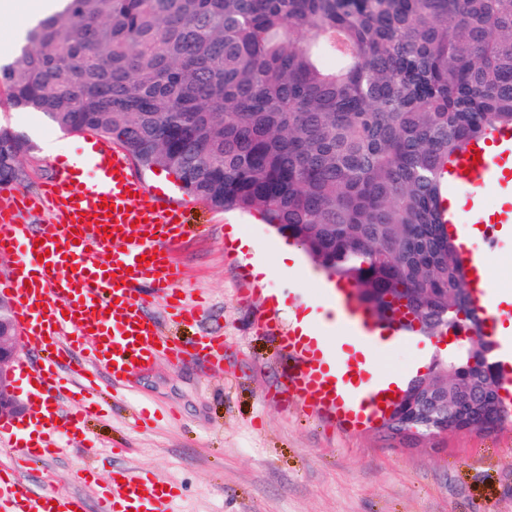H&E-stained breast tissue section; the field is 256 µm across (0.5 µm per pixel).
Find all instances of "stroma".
Masks as SVG:
<instances>
[{
    "mask_svg": "<svg viewBox=\"0 0 512 512\" xmlns=\"http://www.w3.org/2000/svg\"><path fill=\"white\" fill-rule=\"evenodd\" d=\"M1 124L31 145L17 187L33 196L59 164L45 154V137L66 157L82 147V136L3 101ZM189 212L174 258L185 288L206 305L198 319L175 325L163 305L150 315L182 340L223 337V362L206 370L160 360L119 395L99 377L91 399L103 414L85 417L69 451L24 471L27 483L52 494L79 492L87 512H99V491L119 467L150 471L175 486L176 512H512V424L451 434L436 448H403L375 427L352 432L289 395L288 358L258 323L272 315L285 330L291 308L325 305L324 273L306 257L302 273L256 278L252 259L276 266L287 237L253 214L200 200ZM234 225L258 243L257 255L230 246ZM277 295L285 306L275 311ZM435 355L434 344L418 336L382 354L377 369L410 379L427 374ZM139 405L159 412L152 429L135 427ZM86 444L95 454L83 453Z\"/></svg>",
    "mask_w": 512,
    "mask_h": 512,
    "instance_id": "obj_1",
    "label": "stroma"
}]
</instances>
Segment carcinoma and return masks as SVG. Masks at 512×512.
I'll return each instance as SVG.
<instances>
[{"label":"carcinoma","instance_id":"cac0c4a2","mask_svg":"<svg viewBox=\"0 0 512 512\" xmlns=\"http://www.w3.org/2000/svg\"><path fill=\"white\" fill-rule=\"evenodd\" d=\"M0 87L214 209L259 215L378 320L391 295L428 338L468 331L442 362L448 432L469 424L458 396L485 409L493 347L441 216L448 165L512 126V0H60ZM29 150L0 127V183Z\"/></svg>","mask_w":512,"mask_h":512}]
</instances>
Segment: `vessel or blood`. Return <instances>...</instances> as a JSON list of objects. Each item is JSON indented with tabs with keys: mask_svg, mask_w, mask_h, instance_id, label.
I'll list each match as a JSON object with an SVG mask.
<instances>
[{
	"mask_svg": "<svg viewBox=\"0 0 512 512\" xmlns=\"http://www.w3.org/2000/svg\"><path fill=\"white\" fill-rule=\"evenodd\" d=\"M123 148L86 137L76 161L58 167L41 197L13 189L0 194V255L12 257L11 276L0 291L14 303V320L37 356L30 378L40 399L32 402L39 423L30 434L25 423L0 425V437H12L15 458L30 462L53 457L57 436L78 431L92 404L61 413L58 403L72 388L88 391L93 376L106 375L121 386L159 358L172 365L204 366L224 359V339L203 335L172 342L145 308L160 301L171 318L194 317L182 298V272L168 250L187 221V204L162 203L130 173ZM446 219L468 271V291L495 348H504L500 323L512 319V307L491 288L487 255L496 250L504 225L512 223V204L487 209L480 200L491 187H512V129L465 147L449 176ZM48 219L32 228L27 219L38 210ZM480 239L477 252L471 239ZM340 331L332 353L289 329L280 336L288 353V392L303 403L319 405L333 419L351 423V404L380 408L375 351L382 333L352 298H336ZM176 488L141 469L113 471L102 493V512H174ZM81 494L45 502L42 493L19 474L0 468V512H83Z\"/></svg>",
	"mask_w": 512,
	"mask_h": 512,
	"instance_id": "b4317fda",
	"label": "vessel or blood"
}]
</instances>
